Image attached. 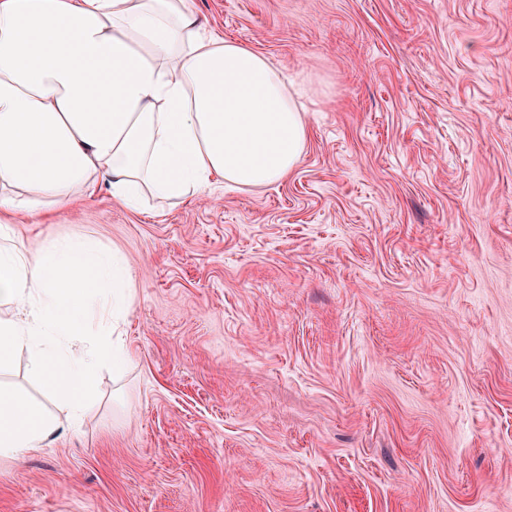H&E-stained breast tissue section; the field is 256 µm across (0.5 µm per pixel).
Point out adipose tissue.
<instances>
[{
  "label": "adipose tissue",
  "instance_id": "obj_1",
  "mask_svg": "<svg viewBox=\"0 0 512 512\" xmlns=\"http://www.w3.org/2000/svg\"><path fill=\"white\" fill-rule=\"evenodd\" d=\"M303 87L209 31L194 0H0V368L27 351L79 421L134 277L78 239L30 249L17 217L106 190L129 209L287 178L307 139ZM60 419L0 387V460L49 447Z\"/></svg>",
  "mask_w": 512,
  "mask_h": 512
}]
</instances>
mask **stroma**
Wrapping results in <instances>:
<instances>
[{
    "mask_svg": "<svg viewBox=\"0 0 512 512\" xmlns=\"http://www.w3.org/2000/svg\"><path fill=\"white\" fill-rule=\"evenodd\" d=\"M302 81V159L14 225L135 275L79 430L0 512H512V0H194ZM0 384L47 406L19 354Z\"/></svg>",
    "mask_w": 512,
    "mask_h": 512,
    "instance_id": "35a3bbf8",
    "label": "stroma"
}]
</instances>
